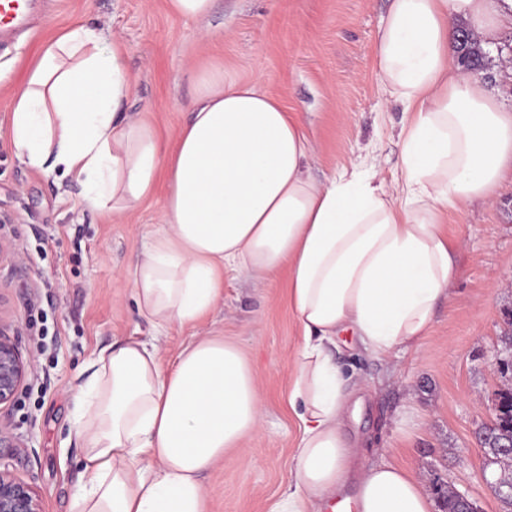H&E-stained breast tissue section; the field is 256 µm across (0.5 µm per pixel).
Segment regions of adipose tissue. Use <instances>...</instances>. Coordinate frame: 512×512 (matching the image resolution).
Here are the masks:
<instances>
[{
    "label": "adipose tissue",
    "instance_id": "ef3b65f1",
    "mask_svg": "<svg viewBox=\"0 0 512 512\" xmlns=\"http://www.w3.org/2000/svg\"><path fill=\"white\" fill-rule=\"evenodd\" d=\"M512 0H390L374 47L381 88L410 120L401 184L374 169L328 182L304 170L299 119L258 80L198 74L191 117L171 150L128 119L122 54L75 26L41 50L9 100L10 138L32 168L74 177L82 199L121 215L166 177L163 222L131 282L157 333L193 324L224 297V267L288 266V306L302 331L288 385L299 423L296 466L272 512H431L410 471L362 466L344 433L347 379L328 351L342 333L380 359L417 347L461 271L448 208L490 202L512 170V108L454 64L463 27L498 39ZM71 421L85 458L75 512H207L202 474L261 424L263 398L239 348L191 340L171 369L154 342H113L90 362Z\"/></svg>",
    "mask_w": 512,
    "mask_h": 512
}]
</instances>
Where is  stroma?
I'll use <instances>...</instances> for the list:
<instances>
[{
  "mask_svg": "<svg viewBox=\"0 0 512 512\" xmlns=\"http://www.w3.org/2000/svg\"><path fill=\"white\" fill-rule=\"evenodd\" d=\"M390 0H217L198 21L173 16L167 0H35L27 29L0 40V300L12 335L34 370L13 404L0 408L12 438L0 464L40 494L45 512H71L83 450L69 432L86 366L112 341L157 338L170 364L194 336H221L242 350L263 397L260 429L202 476L208 512H270L294 466L298 423L288 380L301 343L287 301L288 272L254 277L224 269V297L195 324L156 336L132 300L131 274L143 243L161 222L166 186L120 217L92 210L71 177L36 170L9 134V98L39 51L85 25L125 54L132 93L123 112L151 124L169 143L187 121L194 77L220 68L262 88L298 113L310 144L308 174L323 182L342 167L375 162L386 182L397 176L404 109L377 83L373 46ZM483 80L512 103V27L484 47ZM448 232L466 245L449 303L437 310L419 347L390 361L362 346L334 356L352 399L345 432L363 465L387 462L417 476L432 512H445L444 490L466 492L481 512H504L491 484L504 470L485 466L477 430L491 424L498 391L512 385L495 354L512 333V175L493 204L448 211Z\"/></svg>",
  "mask_w": 512,
  "mask_h": 512,
  "instance_id": "35a3bbf8",
  "label": "stroma"
}]
</instances>
